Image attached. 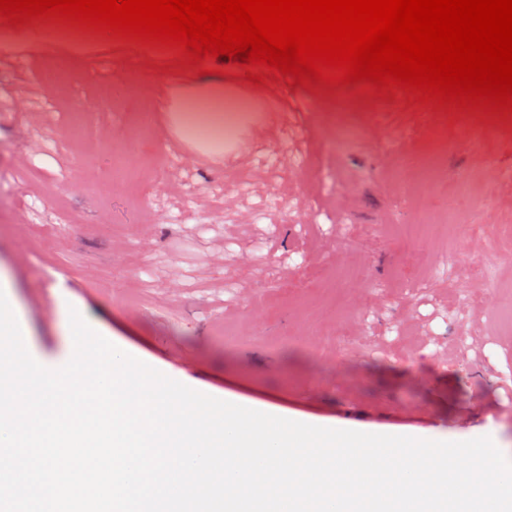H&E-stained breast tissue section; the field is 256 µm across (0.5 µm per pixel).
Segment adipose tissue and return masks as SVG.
I'll list each match as a JSON object with an SVG mask.
<instances>
[{
  "label": "adipose tissue",
  "instance_id": "obj_1",
  "mask_svg": "<svg viewBox=\"0 0 512 512\" xmlns=\"http://www.w3.org/2000/svg\"><path fill=\"white\" fill-rule=\"evenodd\" d=\"M181 91L167 109L170 131L197 153L239 157L242 133L262 125V99L248 90L244 79L199 75L193 65L180 66Z\"/></svg>",
  "mask_w": 512,
  "mask_h": 512
}]
</instances>
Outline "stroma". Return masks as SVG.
Wrapping results in <instances>:
<instances>
[{"instance_id": "35a3bbf8", "label": "stroma", "mask_w": 512, "mask_h": 512, "mask_svg": "<svg viewBox=\"0 0 512 512\" xmlns=\"http://www.w3.org/2000/svg\"><path fill=\"white\" fill-rule=\"evenodd\" d=\"M135 55L97 37L58 102L63 45L0 59V270L36 359L63 296L203 393L512 456V120L281 80L237 160L190 161Z\"/></svg>"}]
</instances>
